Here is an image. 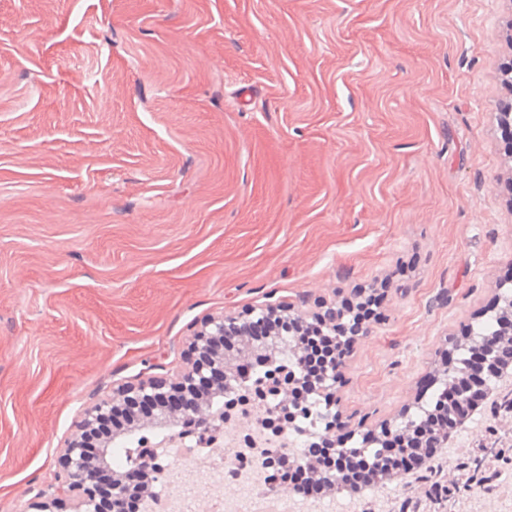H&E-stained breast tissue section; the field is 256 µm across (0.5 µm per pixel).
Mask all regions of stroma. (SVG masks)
<instances>
[{"label": "stroma", "instance_id": "1", "mask_svg": "<svg viewBox=\"0 0 512 512\" xmlns=\"http://www.w3.org/2000/svg\"><path fill=\"white\" fill-rule=\"evenodd\" d=\"M510 60L512 0H0V512L221 313L387 283L335 411L432 410L512 272Z\"/></svg>", "mask_w": 512, "mask_h": 512}]
</instances>
